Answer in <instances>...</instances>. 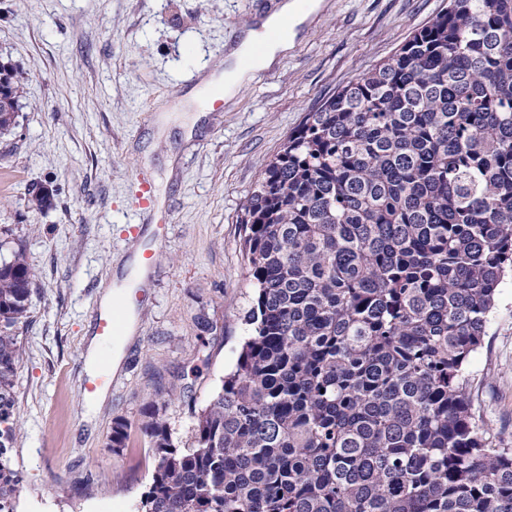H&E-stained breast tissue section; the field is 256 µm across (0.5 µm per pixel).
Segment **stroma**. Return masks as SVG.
Instances as JSON below:
<instances>
[{"instance_id":"35a3bbf8","label":"stroma","mask_w":512,"mask_h":512,"mask_svg":"<svg viewBox=\"0 0 512 512\" xmlns=\"http://www.w3.org/2000/svg\"><path fill=\"white\" fill-rule=\"evenodd\" d=\"M447 5L321 0L281 62L207 113L202 81L223 73L260 0H0V62L23 87L19 125L0 137V241L21 244L33 272L9 452L24 484L17 512H142L155 468L144 407L156 405L174 440H187L192 409L220 390L251 331L240 216L265 163L305 113ZM176 88L203 114L193 131L186 112L169 110ZM139 173L173 222L147 287L127 297L135 332L119 336L120 367L96 401L82 391L92 310L136 251L154 246L128 231ZM37 189L51 206L31 203ZM469 372L482 424L512 448V280ZM118 420L128 436L113 448Z\"/></svg>"}]
</instances>
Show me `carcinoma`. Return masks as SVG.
Here are the masks:
<instances>
[{
	"mask_svg": "<svg viewBox=\"0 0 512 512\" xmlns=\"http://www.w3.org/2000/svg\"><path fill=\"white\" fill-rule=\"evenodd\" d=\"M22 88L0 64V135ZM252 332L174 442L145 412L143 512H512V448L467 367L512 279V0H448L304 115L242 206ZM32 272L0 260V512L23 485L19 330Z\"/></svg>",
	"mask_w": 512,
	"mask_h": 512,
	"instance_id": "obj_1",
	"label": "carcinoma"
}]
</instances>
